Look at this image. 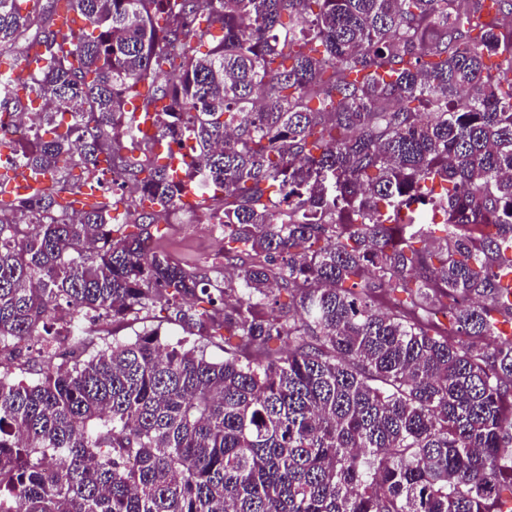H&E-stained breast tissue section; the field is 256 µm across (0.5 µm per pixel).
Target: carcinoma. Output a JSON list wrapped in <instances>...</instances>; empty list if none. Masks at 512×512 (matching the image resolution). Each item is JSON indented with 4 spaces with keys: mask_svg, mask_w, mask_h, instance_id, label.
I'll use <instances>...</instances> for the list:
<instances>
[{
    "mask_svg": "<svg viewBox=\"0 0 512 512\" xmlns=\"http://www.w3.org/2000/svg\"><path fill=\"white\" fill-rule=\"evenodd\" d=\"M19 2L0 113L35 45L41 107L0 169L50 185L0 198V512H512V0ZM180 212L234 275L160 245ZM157 308L224 360L84 345Z\"/></svg>",
    "mask_w": 512,
    "mask_h": 512,
    "instance_id": "obj_1",
    "label": "carcinoma"
}]
</instances>
